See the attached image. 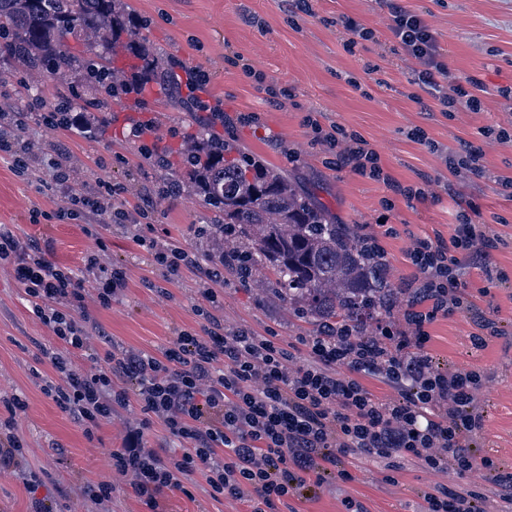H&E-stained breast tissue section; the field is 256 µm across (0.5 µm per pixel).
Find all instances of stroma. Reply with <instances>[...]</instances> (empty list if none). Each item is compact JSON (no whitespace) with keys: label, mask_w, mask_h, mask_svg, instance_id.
<instances>
[{"label":"stroma","mask_w":512,"mask_h":512,"mask_svg":"<svg viewBox=\"0 0 512 512\" xmlns=\"http://www.w3.org/2000/svg\"><path fill=\"white\" fill-rule=\"evenodd\" d=\"M124 2L139 18L166 72L182 80L193 68L207 73L199 96L208 105L221 106L226 122L212 121L207 113L191 108L176 89L161 95L152 88L124 100L123 111L110 112L102 123L96 121L95 110L72 99L70 110L88 125V132L47 129L39 125L38 115L57 105L62 86L28 79L2 56L0 92L24 113L22 135L37 148L27 179L14 173L9 160L0 159V224L21 242H37L53 264L81 270L93 242L83 221L55 219L63 189L53 180V162L71 167L82 180L109 182L117 191L116 205L135 210L146 196L157 195L165 180L163 169L153 165L133 129L146 120L165 124L167 133L159 142L170 152L183 194L159 198L149 224L113 225L108 216H99L105 226L102 257L124 268L127 286L111 307L88 305L118 346L158 357L182 331H199L195 309L204 298L192 272L166 280L137 236L208 260L220 258L204 232L211 212L189 195L194 177L179 153L188 140L202 135L232 140L245 155L283 171L323 207L332 223L358 228L381 222L392 227V234L381 236L380 243L391 279L398 284L414 273L405 257L412 239L449 235L456 212L474 206L479 221L489 223L500 239L493 258L506 277L490 282L481 269L463 263L461 279L475 310L430 324L427 349L443 369L481 374L475 411L483 417V428L472 437L476 456L512 469V198L505 197L499 185L512 179V141L491 142L481 134L484 127L512 120L498 94L499 88L512 87V0H402L430 26L452 72L473 77L482 86L478 111L461 108L450 117L424 111L415 102L417 64L396 51L379 0H310L308 15L292 12L290 0ZM341 16L372 29L374 40L347 48L349 35L336 24ZM259 73L285 90L282 103L266 100L255 79ZM310 112L318 113L323 123H338L362 135L401 184L429 179L432 197L398 196L392 210L384 211L380 201L388 191L383 184L326 163L319 147L311 144L304 125ZM242 114L252 115V122L237 123ZM417 126L426 129L437 150L410 138V129ZM467 144L481 148L486 178L463 182L448 171L446 155ZM34 208L43 213L37 224L30 221ZM215 290L219 304L211 314L225 331L243 329L257 336L274 332L287 342L317 332L281 297L260 292L233 273H225ZM485 318L496 323L499 333L481 345L477 336ZM56 345L23 292L0 272V397L17 394L26 401L16 432L26 445L25 469L41 479L33 488L22 477L0 476V512H30L36 497L45 499L53 512H150L124 480L117 481L108 503L98 505L84 497L85 485L109 477V454L122 447L138 413L132 406L116 409L96 439L88 440L82 427L43 392L55 373L42 350ZM337 467L347 470L349 479H327L311 496L288 498L280 512H423L425 492L438 484L475 493L485 498L488 512H501L497 490L481 468L462 475L431 474L406 457L381 462L359 454L339 457ZM186 487V493L160 496L159 512L249 510L246 503L214 497L202 475H193Z\"/></svg>","instance_id":"stroma-1"}]
</instances>
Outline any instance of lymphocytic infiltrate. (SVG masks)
I'll return each mask as SVG.
<instances>
[{"instance_id":"lymphocytic-infiltrate-1","label":"lymphocytic infiltrate","mask_w":512,"mask_h":512,"mask_svg":"<svg viewBox=\"0 0 512 512\" xmlns=\"http://www.w3.org/2000/svg\"><path fill=\"white\" fill-rule=\"evenodd\" d=\"M383 6L400 49L418 64L414 85L440 112L460 105L479 110L477 81L451 74L423 18L401 0H383ZM305 123L313 142L332 154L338 167L406 198L424 197L423 188L402 186L385 172L379 154L361 136L311 115ZM113 196L109 183H81L70 188L68 205L56 217L74 220L107 210L119 223L152 218L149 204L132 215L117 206L105 208ZM498 243L488 225L457 213L449 240L416 238L405 252L415 273L403 285L402 324L383 321L359 338L343 327L326 329L303 339L302 358L275 338L225 332L207 309L217 300L212 286L222 281V266L202 263L184 249L158 248L152 254L156 267L174 276L187 269L206 283L207 304L196 310L203 321L200 332L180 333L159 358L113 346L110 336L99 334L106 351L88 370L72 360L74 352L89 347L86 298L95 295L102 307H110L126 287L125 271L104 266L95 249L86 254L82 272L54 265L38 244L21 243L5 227H0V269L60 341V348L46 352L57 378L45 382L43 391L82 426L87 439L111 421L115 407L136 403L142 418L129 428L122 447L111 451L110 470L129 478L148 507H156L165 492L184 491L189 477L201 472L224 498L250 502L251 512H277L278 502L335 477L340 454L359 451L376 459L402 454L436 474L472 470L469 437L483 426L474 411L481 378L436 365L426 348L427 327L438 317L472 308L460 290V260L471 257L492 277ZM368 376L397 389L398 398L375 397L363 383ZM26 407L21 396L0 398L5 411L0 475L25 474L24 443L15 429L16 415ZM156 420L182 444L180 458L148 447L145 432Z\"/></svg>"}]
</instances>
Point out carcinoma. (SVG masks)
I'll list each match as a JSON object with an SVG mask.
<instances>
[{
    "mask_svg": "<svg viewBox=\"0 0 512 512\" xmlns=\"http://www.w3.org/2000/svg\"><path fill=\"white\" fill-rule=\"evenodd\" d=\"M120 0H0V53L29 77L62 85L78 72L79 98L96 110L164 69L150 54L142 25ZM83 42L96 59L71 46ZM182 163L195 175L192 194L214 209L212 236L236 275L276 291L319 325H346L363 334L390 316L399 289L386 266L373 264L347 224L325 213L277 169L241 153L231 142L196 139Z\"/></svg>",
    "mask_w": 512,
    "mask_h": 512,
    "instance_id": "carcinoma-1",
    "label": "carcinoma"
}]
</instances>
